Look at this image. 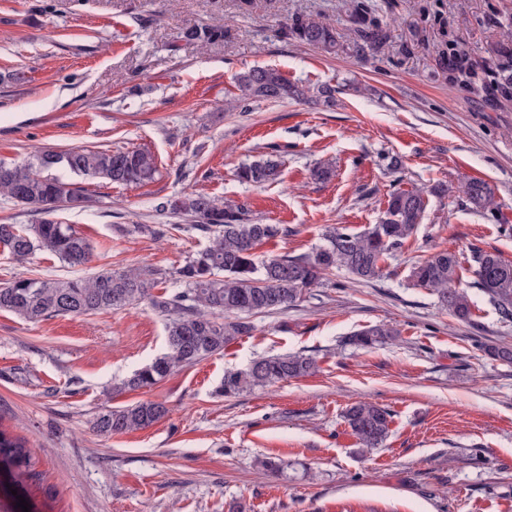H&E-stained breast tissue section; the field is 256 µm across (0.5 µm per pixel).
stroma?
I'll use <instances>...</instances> for the list:
<instances>
[{
    "mask_svg": "<svg viewBox=\"0 0 512 512\" xmlns=\"http://www.w3.org/2000/svg\"><path fill=\"white\" fill-rule=\"evenodd\" d=\"M352 1L0 0V161L81 147L144 149L158 166L137 186L65 174L86 200L53 219L90 242L92 262L71 269L38 250L20 263L0 247V285L138 268L172 291L176 269L209 239L156 205L191 192L280 225L284 236L257 248L267 259L312 252L334 226L376 224L396 189L457 188L427 192L421 223L380 278L335 270L294 306L252 316L251 335L148 390L118 388L166 350L167 319L147 303L39 323L0 311V429L26 441L36 471L0 482V512H21V498L30 512H512V364L481 349L512 343V320L470 270L476 249L512 262V101L489 89L512 0H356L386 35L366 61L353 49ZM299 14L335 26V49L282 39ZM205 25L223 26V43L180 39ZM452 48L471 61L468 73L452 71ZM257 66L331 84L336 102L226 110L238 74ZM269 156L283 162L277 182L238 181L239 165ZM327 162L333 177L314 181ZM472 179L489 182L498 209H469L458 188ZM448 247L461 262L467 322L411 278ZM380 323L398 337L343 346ZM288 352L314 356L316 371L216 394L225 371ZM141 401L169 413L143 430H93L100 407ZM358 401L393 415L388 439L367 455L341 416ZM267 456L288 461L287 478L264 474Z\"/></svg>",
    "mask_w": 512,
    "mask_h": 512,
    "instance_id": "stroma-1",
    "label": "stroma"
}]
</instances>
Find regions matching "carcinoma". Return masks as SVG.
Here are the masks:
<instances>
[{
  "label": "carcinoma",
  "mask_w": 512,
  "mask_h": 512,
  "mask_svg": "<svg viewBox=\"0 0 512 512\" xmlns=\"http://www.w3.org/2000/svg\"><path fill=\"white\" fill-rule=\"evenodd\" d=\"M355 52L363 58L383 47L382 28L355 9L350 14ZM286 39L330 49L336 46V29L322 20L297 15L281 29ZM224 27L211 25L185 28L180 39L186 42L217 44L224 41ZM241 96L236 104L249 100L292 99L318 105L335 100L336 88L329 84L312 86L290 81L274 68H251L237 77ZM60 167L72 174L100 177L118 185H140L154 179L157 164L145 150L70 149L49 151L21 164L0 162V196L50 214L64 204L77 206L85 201L81 190L48 173ZM281 162L272 157L243 164L236 177L242 183L264 186L278 180ZM463 193L469 208L476 212L498 208L494 189L482 180L467 183ZM424 195L419 190H395L387 208L372 227L352 232L333 228L324 243L306 255L276 256L258 261L256 248L283 234L278 224L251 223L243 206L221 204L205 193H190L157 205L161 211L193 219V228L209 235V244L177 269L179 288L163 295L152 294L157 286L148 272L99 271L89 277L67 280L18 275L0 285V310L12 312L31 323L58 316H80L121 308L149 300L152 307L169 317L167 352L123 380L128 390L151 388L176 369L224 350L240 336L252 333L248 318L273 313L301 300L335 268H343L358 281L369 282L382 273L381 262L403 247L421 223ZM0 244L12 259L23 261L41 250L70 268L84 267L92 260L88 240L69 224L45 220L40 224H0ZM475 284L488 296L502 319H512V262L498 254L477 251L473 256ZM460 261L456 252L444 249L413 270L416 285L439 294L448 314L460 321L471 317L464 292L456 288ZM397 332L386 324L353 332L346 344L358 349L381 345ZM483 351L494 360L512 363V347L485 345ZM316 368L314 357L303 352L264 356L243 370L224 373L218 392L237 395L289 379L309 375ZM167 408L144 401L120 409L103 408L93 422L103 436L146 429L159 421ZM343 419L361 451L379 447L387 438L392 415L384 407L368 401L352 403ZM0 466L23 479L31 473V454L25 443L0 429Z\"/></svg>",
  "instance_id": "obj_1"
}]
</instances>
